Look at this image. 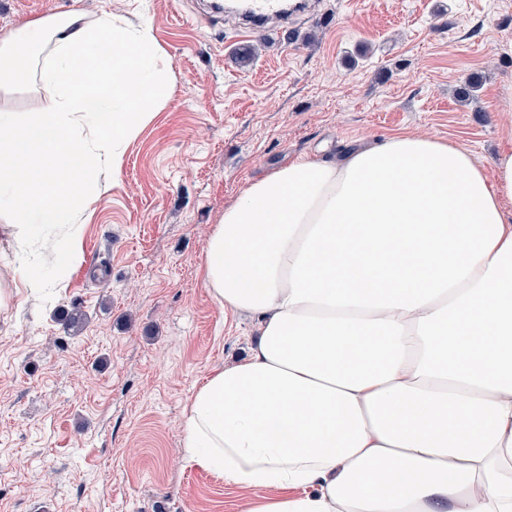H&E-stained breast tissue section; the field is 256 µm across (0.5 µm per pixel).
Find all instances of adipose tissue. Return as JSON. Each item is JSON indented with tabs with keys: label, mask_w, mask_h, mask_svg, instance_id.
<instances>
[{
	"label": "adipose tissue",
	"mask_w": 512,
	"mask_h": 512,
	"mask_svg": "<svg viewBox=\"0 0 512 512\" xmlns=\"http://www.w3.org/2000/svg\"><path fill=\"white\" fill-rule=\"evenodd\" d=\"M149 30L105 12L0 34V231L16 284L28 255L65 266L101 160L169 98ZM203 284L254 316L249 354L183 409L181 446L254 491L245 512H512V146L398 133L251 181L209 230ZM46 94L44 91L35 94L27 89L16 90L8 95L0 91V108H6L19 115L35 112L43 104Z\"/></svg>",
	"instance_id": "ef3b65f1"
}]
</instances>
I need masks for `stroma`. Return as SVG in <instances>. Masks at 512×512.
<instances>
[{
  "mask_svg": "<svg viewBox=\"0 0 512 512\" xmlns=\"http://www.w3.org/2000/svg\"><path fill=\"white\" fill-rule=\"evenodd\" d=\"M209 0H0V32L72 10L148 27L169 101L122 147L81 217L78 257L0 311V512H242L247 491L189 462L182 411L242 358L255 319L204 288L205 237L240 190L298 157L405 132L492 169L512 142L506 0H322L241 41ZM80 308L82 330L64 312Z\"/></svg>",
  "mask_w": 512,
  "mask_h": 512,
  "instance_id": "1",
  "label": "stroma"
}]
</instances>
